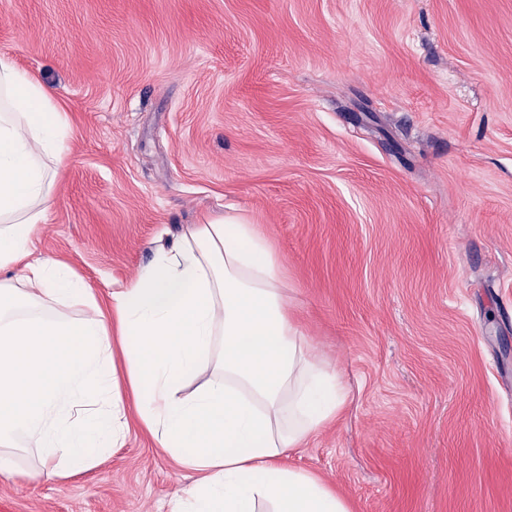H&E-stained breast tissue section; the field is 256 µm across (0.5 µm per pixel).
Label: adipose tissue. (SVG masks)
<instances>
[{
  "label": "adipose tissue",
  "instance_id": "adipose-tissue-1",
  "mask_svg": "<svg viewBox=\"0 0 512 512\" xmlns=\"http://www.w3.org/2000/svg\"><path fill=\"white\" fill-rule=\"evenodd\" d=\"M67 136L50 90L0 57V478L93 469L123 444L131 402L193 475L169 512H351L282 463L336 418L345 387L289 316L258 226L192 225L100 306L68 265L36 254ZM26 448L37 464L24 471Z\"/></svg>",
  "mask_w": 512,
  "mask_h": 512
}]
</instances>
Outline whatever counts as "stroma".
<instances>
[{"label":"stroma","mask_w":512,"mask_h":512,"mask_svg":"<svg viewBox=\"0 0 512 512\" xmlns=\"http://www.w3.org/2000/svg\"><path fill=\"white\" fill-rule=\"evenodd\" d=\"M0 56L69 124L41 256L103 296L246 216L347 389L284 465L352 512H512V0H0ZM190 480L133 414L0 512H168Z\"/></svg>","instance_id":"stroma-1"}]
</instances>
